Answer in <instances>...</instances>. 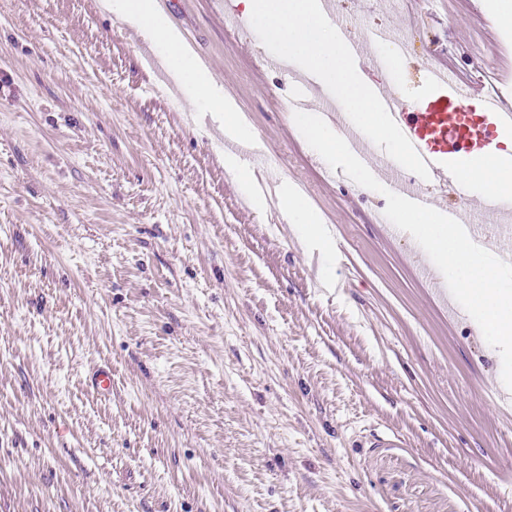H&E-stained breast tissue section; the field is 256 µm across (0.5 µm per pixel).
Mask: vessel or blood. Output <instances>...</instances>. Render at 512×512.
<instances>
[{
    "mask_svg": "<svg viewBox=\"0 0 512 512\" xmlns=\"http://www.w3.org/2000/svg\"><path fill=\"white\" fill-rule=\"evenodd\" d=\"M425 86L427 95L409 109L399 104L393 89L382 83H375L374 94L385 105L388 122L399 139L403 155L434 187L428 193L408 181L401 185V193L405 198L435 208L440 204L441 194L448 191L449 168L493 159L492 143L500 135L512 132V110L502 107L499 99L482 97L480 88L463 86L448 71L434 66L425 69ZM478 96L483 99L487 117L471 123L466 119V110L469 102ZM322 112L344 129L349 148L366 166L380 168L387 174L393 172V162L365 151L360 132L348 115L337 112L332 95H325ZM472 208L499 215L503 220L499 232L486 235L481 226L471 223L469 209L455 207L448 214L465 227L473 241L493 242L500 258L512 262V202L488 195L472 199ZM85 385L96 395L111 393V366L102 364L92 368L85 376Z\"/></svg>",
    "mask_w": 512,
    "mask_h": 512,
    "instance_id": "1",
    "label": "vessel or blood"
}]
</instances>
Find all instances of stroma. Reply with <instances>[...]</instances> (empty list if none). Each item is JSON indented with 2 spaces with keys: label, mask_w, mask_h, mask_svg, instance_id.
I'll return each instance as SVG.
<instances>
[{
  "label": "stroma",
  "mask_w": 512,
  "mask_h": 512,
  "mask_svg": "<svg viewBox=\"0 0 512 512\" xmlns=\"http://www.w3.org/2000/svg\"><path fill=\"white\" fill-rule=\"evenodd\" d=\"M101 0H0V512H512L502 361L387 201L327 183L291 124L318 85L261 68L225 0L173 26L280 173L335 225L338 257L224 170L240 152L201 108L185 125L143 40ZM338 37L392 26L413 107L426 65L512 82V26L487 0H371ZM112 367V394L85 384Z\"/></svg>",
  "instance_id": "35a3bbf8"
}]
</instances>
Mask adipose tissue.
<instances>
[{
    "instance_id": "ef3b65f1",
    "label": "adipose tissue",
    "mask_w": 512,
    "mask_h": 512,
    "mask_svg": "<svg viewBox=\"0 0 512 512\" xmlns=\"http://www.w3.org/2000/svg\"><path fill=\"white\" fill-rule=\"evenodd\" d=\"M236 2L265 38L282 48L286 58L316 75L324 88L335 91L342 111L354 117L371 137L393 139L383 111L347 54L343 41L330 29L318 0ZM104 5L117 19L135 29L144 41L163 46L164 64L171 78L191 97L205 101L219 114L224 121L225 138L245 143L252 151L261 150L247 116L225 96L223 86L211 71L195 60L181 33L157 10L155 0H104ZM496 157V163L490 165H468L455 170L453 177L467 188L478 185L511 193L512 168L503 165L504 160L512 158L511 138L504 139ZM280 197L285 218L301 224L307 239L327 241L321 214L309 206L297 187L283 184Z\"/></svg>"
}]
</instances>
